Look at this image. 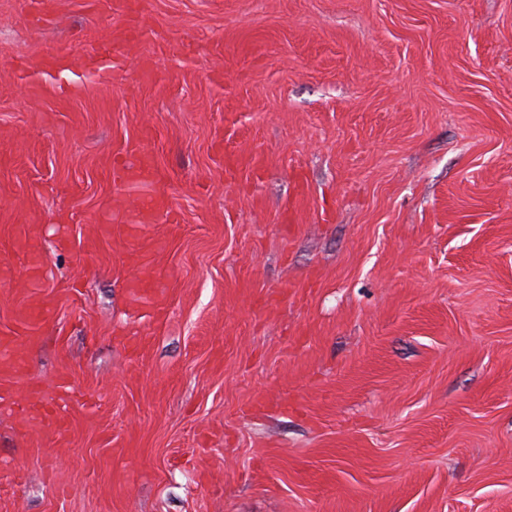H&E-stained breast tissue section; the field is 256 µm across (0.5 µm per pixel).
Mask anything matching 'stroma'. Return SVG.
<instances>
[{
    "mask_svg": "<svg viewBox=\"0 0 512 512\" xmlns=\"http://www.w3.org/2000/svg\"><path fill=\"white\" fill-rule=\"evenodd\" d=\"M128 3L0 0V512H512V0ZM139 163L137 165L123 164L112 171L114 183L125 193H134L146 186L155 184L151 175L153 162L151 157L144 152L138 151ZM58 391L55 398L49 399L36 382H29L27 407L22 418L25 425L52 428L58 434L66 431L68 421L63 414L61 403L65 404L71 398V391L67 385H60Z\"/></svg>",
    "mask_w": 512,
    "mask_h": 512,
    "instance_id": "stroma-1",
    "label": "stroma"
}]
</instances>
